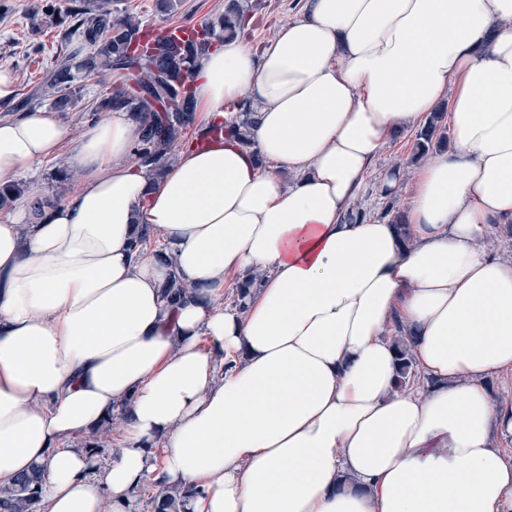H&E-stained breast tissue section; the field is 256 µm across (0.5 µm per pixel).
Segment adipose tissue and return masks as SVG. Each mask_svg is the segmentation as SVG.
<instances>
[{"instance_id":"1","label":"adipose tissue","mask_w":512,"mask_h":512,"mask_svg":"<svg viewBox=\"0 0 512 512\" xmlns=\"http://www.w3.org/2000/svg\"><path fill=\"white\" fill-rule=\"evenodd\" d=\"M306 3L192 77L196 131L245 97L251 147L191 141L154 175L127 112L76 140L48 108L0 119V183L63 154L79 172L40 221L0 220V486L42 470L44 512H131L149 476L195 488L186 512H512V260L483 244L512 223V0ZM443 103L409 240L347 222L382 145ZM121 407L96 468L71 441ZM398 329L401 330L404 328L401 326H398ZM405 331V330H404ZM411 336L410 332L405 331L404 336H398L393 341L395 345L397 346L398 352H399V361H400V381L399 385L400 387H405L407 382H409L411 377L416 375V371L414 370V364H413V358L411 355L410 345L408 344L407 340Z\"/></svg>"}]
</instances>
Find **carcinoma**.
I'll return each mask as SVG.
<instances>
[{"label": "carcinoma", "mask_w": 512, "mask_h": 512, "mask_svg": "<svg viewBox=\"0 0 512 512\" xmlns=\"http://www.w3.org/2000/svg\"><path fill=\"white\" fill-rule=\"evenodd\" d=\"M248 11L250 7L241 0H226L224 13L207 22L196 35L183 41L165 39L142 46L143 22L133 14H116L107 2L74 8L71 15L77 21L71 34L91 47L92 52L85 59L87 66L104 74L130 68L135 74L143 75L135 92H128L123 83L117 82L112 92L102 97L94 108L96 112H109L124 106L142 120L138 141L132 149L135 161L159 175L174 159L176 148L188 142L186 131L193 122L194 112L191 72L214 42L236 35L241 13ZM72 95L70 58L64 55L45 76L42 91H32L28 100L51 97L54 104L66 107ZM252 115L250 107L242 106L224 125L213 127L212 132L232 135L250 147ZM447 143V112L443 108L430 113L417 130L412 160ZM410 336L407 332L394 339L399 352L401 388L416 376L408 344ZM40 480L41 474L35 471L20 476L10 487L0 488V512H36L39 502L36 488ZM191 496L193 491L189 488H164L153 498L154 512H183Z\"/></svg>", "instance_id": "1"}]
</instances>
